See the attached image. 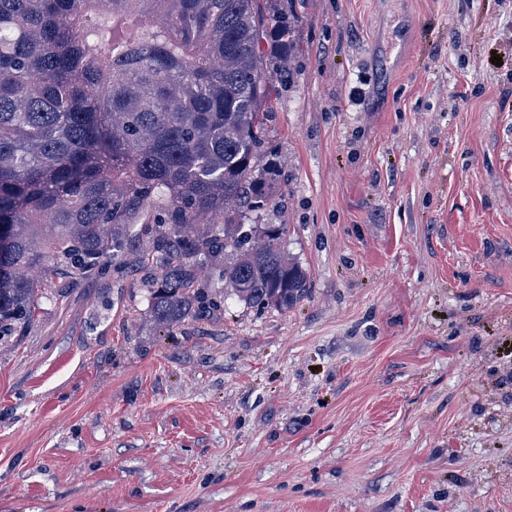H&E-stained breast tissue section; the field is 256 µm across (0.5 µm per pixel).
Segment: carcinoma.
<instances>
[{"label":"carcinoma","mask_w":512,"mask_h":512,"mask_svg":"<svg viewBox=\"0 0 512 512\" xmlns=\"http://www.w3.org/2000/svg\"><path fill=\"white\" fill-rule=\"evenodd\" d=\"M292 52L273 0H0V335L32 318L47 266L96 272L134 224L167 331L217 308L209 263L247 307L307 298L286 225L246 223L284 176L265 121Z\"/></svg>","instance_id":"obj_1"}]
</instances>
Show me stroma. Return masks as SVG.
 <instances>
[{
    "mask_svg": "<svg viewBox=\"0 0 512 512\" xmlns=\"http://www.w3.org/2000/svg\"><path fill=\"white\" fill-rule=\"evenodd\" d=\"M280 6L308 297L163 330L132 234L0 336V512H512V0Z\"/></svg>",
    "mask_w": 512,
    "mask_h": 512,
    "instance_id": "35a3bbf8",
    "label": "stroma"
}]
</instances>
